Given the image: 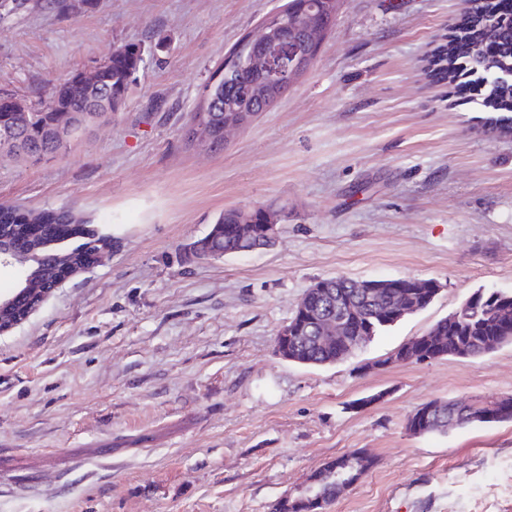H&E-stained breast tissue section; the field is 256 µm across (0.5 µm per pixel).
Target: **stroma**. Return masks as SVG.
<instances>
[{
  "label": "stroma",
  "mask_w": 512,
  "mask_h": 512,
  "mask_svg": "<svg viewBox=\"0 0 512 512\" xmlns=\"http://www.w3.org/2000/svg\"><path fill=\"white\" fill-rule=\"evenodd\" d=\"M284 2L29 0L0 20V93L32 102L112 44L166 40L65 154L0 159V203L112 238L0 333V512H271L358 449L373 468L324 512H512V423L406 427L430 400L512 396V344L388 361L477 290H512V134L428 70L462 0H343L311 70L222 151L195 149L210 74ZM258 207L274 247L194 255L221 211ZM336 275L440 289L335 364L282 359L278 330Z\"/></svg>",
  "instance_id": "obj_1"
}]
</instances>
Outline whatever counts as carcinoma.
<instances>
[{
	"instance_id": "1",
	"label": "carcinoma",
	"mask_w": 512,
	"mask_h": 512,
	"mask_svg": "<svg viewBox=\"0 0 512 512\" xmlns=\"http://www.w3.org/2000/svg\"><path fill=\"white\" fill-rule=\"evenodd\" d=\"M479 8L485 14L503 20L490 27H470L459 20L452 34L453 41L439 45L431 56V77L436 83H449L458 91L467 88L469 74L486 76L490 71L512 72V0H480ZM338 8L336 0H288L280 9L262 21L261 33L247 41L240 37L235 43L239 51L227 52L221 66L225 76L215 82L208 80L202 91L192 119L202 115L206 129L218 141L223 138L224 121L241 112L249 115L266 111L289 89L269 94L268 78L260 71L247 68L252 54L270 39L273 27L281 24L288 15L305 12L315 15L318 22L329 30L334 25ZM290 47H274L275 68L283 72L293 66V54H317L318 48L309 44L304 29L297 27L290 33ZM150 48L142 43L120 42L112 45L111 68L96 76L86 85L75 87L72 75L60 79L47 100L39 103L24 102L17 110H0V157L27 155L41 158L56 156L67 149V141L60 137V130L75 134L95 121L99 111L112 108L125 99L134 74L138 71ZM487 104L496 115L494 124L506 123L512 130V82H501L489 87ZM266 210L258 208L251 213L227 209L219 214L206 237L199 241L198 255L212 259L218 252L235 255L258 246H271L263 240L259 224L263 223ZM78 222L71 210H59L33 215L20 214L7 204H0V225L12 226V239L34 242L48 236H70L68 225ZM399 279L375 280L376 291L370 298L362 296L357 282L343 276L324 278L309 288L299 307L288 321L298 329L297 343L283 349L275 345L276 353L283 359L306 366L332 365L352 353L379 331L398 320L391 315V302L410 300L412 293L399 288ZM344 305L353 316L351 328L343 330L350 335V343L340 351L322 340L312 329V320H321L336 312V303ZM433 338L431 359L444 357H480L505 344H512V290L492 295L483 291L481 301L466 299L458 307V320L448 322L444 317L428 332ZM435 406L434 412L420 420L418 434L445 433L454 426L496 424L512 422V397L495 400L475 399L470 402L428 401L423 406ZM310 481L322 494L324 503L336 496L334 478L322 467Z\"/></svg>"
}]
</instances>
